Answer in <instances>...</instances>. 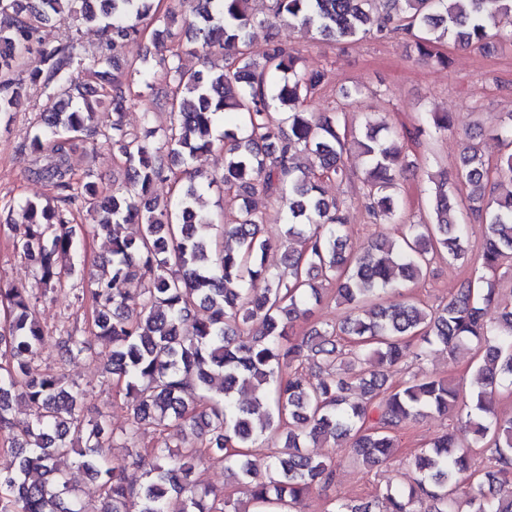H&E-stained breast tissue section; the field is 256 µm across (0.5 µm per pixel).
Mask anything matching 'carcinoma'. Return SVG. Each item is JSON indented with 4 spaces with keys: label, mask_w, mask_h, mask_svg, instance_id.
I'll list each match as a JSON object with an SVG mask.
<instances>
[{
    "label": "carcinoma",
    "mask_w": 512,
    "mask_h": 512,
    "mask_svg": "<svg viewBox=\"0 0 512 512\" xmlns=\"http://www.w3.org/2000/svg\"><path fill=\"white\" fill-rule=\"evenodd\" d=\"M251 2L194 0L186 32L204 54L219 50L223 66L192 71L175 53L162 57L161 88L142 61L140 83L170 104L172 120L162 134L130 132L125 92L115 87L108 138L127 164L124 191L103 194L92 181L73 182L70 159L91 119L87 96L94 90L73 84L75 39L39 50L43 68L31 81L52 90L53 103L28 136L31 174L66 192L70 205L92 204L96 228L109 233L112 262L90 283L93 335L112 347L106 372L132 398L122 447L127 464L144 469L146 480L127 483L124 469L112 463L107 415L86 419L83 391L65 379L68 362L91 355L86 338L75 328L60 329L57 370H37L45 334L33 293L0 281L6 314L0 437L17 459L14 469L0 473V512H84L70 471L60 467L72 452L74 466L99 482L100 512H242L193 480L196 468L210 461L224 463L254 512H301L313 486L334 482L337 468L332 455L305 453L306 440H331L337 452L372 469L397 451L396 432L428 413L448 417V429L414 455L408 491L387 489L382 512H512V495L495 494L499 477L512 471V416H500L493 403L498 388L512 389V302L502 301L494 277L512 260V150L492 167L477 142L480 132L453 112L429 113L435 128L463 130L460 166L430 178V219L403 225L398 240L382 235L355 255L347 250L343 209L324 197L322 183L349 178L343 154L351 142L365 159V210L374 218L395 216L401 146L384 122L368 121L357 133L339 112L303 109L322 80L320 71L301 64L297 50L274 42L259 58L251 50L252 29L277 19L337 42L401 36L419 56L445 65L440 48L446 44L485 54L511 47L512 30L502 31L499 19L512 13V0H271L261 14ZM66 4L82 23L104 32L112 52L141 34L154 8V0H0V12L13 14L11 26L0 28V117L17 111L26 95L25 84L12 77L14 67L39 27L62 17ZM221 122L222 182L240 220L224 229L218 250L213 215L198 207L212 182L191 179L166 203L152 197V187L211 151ZM300 153L310 156V166L298 164ZM459 183L469 188L468 208L486 214L481 265L491 276L468 281L435 309L411 297L380 303L388 291L417 283L437 257L469 262L466 225L458 222ZM257 197L274 198L286 210L287 278L266 267L271 242L262 236ZM21 218L13 249L39 272L41 288L52 291L65 279L80 287L82 270L71 253L83 226L34 201L21 206ZM123 224L140 225L139 235H120ZM134 282L140 287L130 288ZM326 286L350 306L349 317L283 347L287 326L313 313ZM198 307L208 310L207 319L188 323ZM491 308L498 310L494 322L485 319ZM414 340L418 360L435 347L469 352L476 360L469 389L422 371L379 396L382 368L397 366ZM309 360L321 372L314 382L299 372ZM18 387L30 410L22 421L11 413ZM353 390L362 401L347 398ZM145 426L174 431L178 450L141 448ZM264 444L272 451L262 473L250 456ZM482 448L493 449L494 465L480 467Z\"/></svg>",
    "instance_id": "1"
}]
</instances>
